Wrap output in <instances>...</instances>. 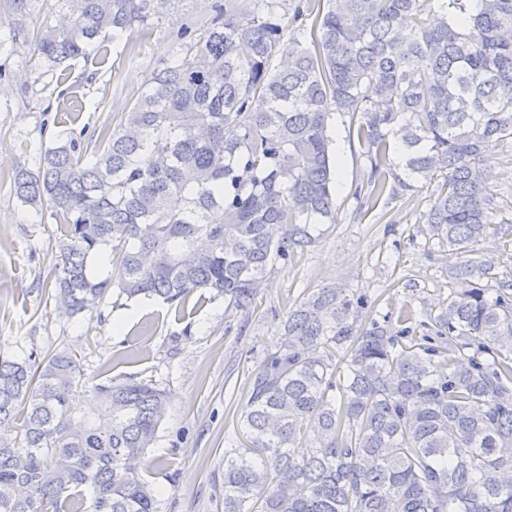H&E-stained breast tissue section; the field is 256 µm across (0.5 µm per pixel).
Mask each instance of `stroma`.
Masks as SVG:
<instances>
[{"mask_svg": "<svg viewBox=\"0 0 512 512\" xmlns=\"http://www.w3.org/2000/svg\"><path fill=\"white\" fill-rule=\"evenodd\" d=\"M224 0H173L149 32L133 30L91 46L65 73L67 96L48 86L24 94L31 53L0 51V351L23 359L67 345L80 359L82 380L72 405L89 411L92 387L135 376L168 394L167 416L148 458L163 465L147 473L157 512H223L224 453L241 447L242 411L250 378L276 346L292 310L321 289L366 295V317L395 332L410 325V339L435 337L434 319L458 285L451 267L462 255L433 237L424 214L438 190L422 180L413 191L372 210L359 208L354 187L367 164L349 121L332 126L337 157L334 222L316 225L313 243L288 265L269 270L247 308L211 296L192 297L178 309L157 299L109 295L98 310L62 316L51 296L57 250L48 212L22 204L10 178L17 167L37 169L39 151L113 125L128 110L160 62L173 57L176 35L205 25Z\"/></svg>", "mask_w": 512, "mask_h": 512, "instance_id": "obj_1", "label": "stroma"}]
</instances>
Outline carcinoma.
I'll use <instances>...</instances> for the list:
<instances>
[{
    "label": "carcinoma",
    "mask_w": 512,
    "mask_h": 512,
    "mask_svg": "<svg viewBox=\"0 0 512 512\" xmlns=\"http://www.w3.org/2000/svg\"><path fill=\"white\" fill-rule=\"evenodd\" d=\"M33 0H0L11 51L35 45L32 85L99 39L147 32L171 0H65L58 25L28 24ZM224 0L180 33L85 160L71 138L12 176L23 204L57 224L55 299L72 317L111 293L184 305L208 292L245 308L268 269L335 221L333 116L367 161L354 198L374 208L442 179L424 214L458 254L507 212L483 161L512 140V0ZM110 249L111 275L90 260ZM434 319L444 350L399 344L367 300L325 288L288 312L250 381L247 444L224 453V512H512V283L460 264ZM441 357L435 361V357ZM69 347L0 352V512H156L142 476L166 413L150 380L93 386L102 418H75ZM313 433L310 448L294 453ZM22 438L28 451L13 443Z\"/></svg>",
    "instance_id": "carcinoma-1"
}]
</instances>
